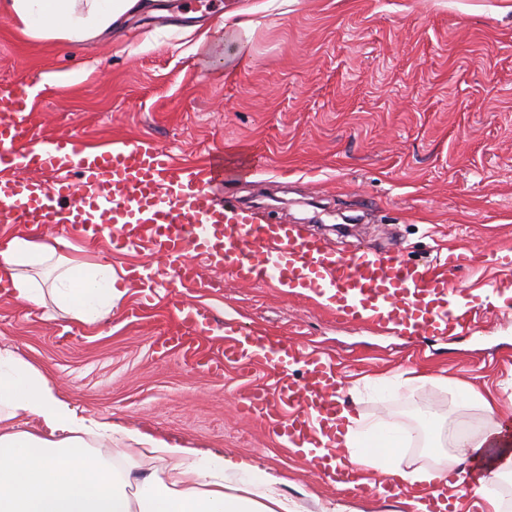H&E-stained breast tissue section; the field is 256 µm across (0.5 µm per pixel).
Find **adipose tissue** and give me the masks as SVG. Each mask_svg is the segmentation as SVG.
<instances>
[{"mask_svg":"<svg viewBox=\"0 0 512 512\" xmlns=\"http://www.w3.org/2000/svg\"><path fill=\"white\" fill-rule=\"evenodd\" d=\"M154 0H0V15L33 38L81 44L120 30L136 15L152 12ZM0 283L15 300L41 310L47 304L92 325L109 315L126 295L111 265L90 264L59 253L56 243L36 240L22 230L0 240ZM460 402H476L488 421L483 432L452 431L460 455L440 457L434 471L400 467L399 434L380 423L347 431L343 438L352 462L398 479L435 489L448 485L449 469L488 461L491 474H512V438L503 433L494 402L455 385ZM35 417L48 430L41 436L6 428L7 420ZM111 423L79 415L58 397L43 374L8 348L0 349V512H283L284 502L264 489L248 462L239 472L248 489L224 490V460L196 448L123 429V436L160 460H173L168 475H133L111 456L92 453V443L111 441Z\"/></svg>","mask_w":512,"mask_h":512,"instance_id":"adipose-tissue-1","label":"adipose tissue"}]
</instances>
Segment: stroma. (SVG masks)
<instances>
[{
    "mask_svg": "<svg viewBox=\"0 0 512 512\" xmlns=\"http://www.w3.org/2000/svg\"><path fill=\"white\" fill-rule=\"evenodd\" d=\"M117 37L75 45L24 35L0 15V86L40 93L33 122L89 144L145 140L178 164L211 155L252 170L225 182V199L271 223L289 220L343 255L399 251L437 263L455 250L468 266L458 305L480 309L475 332L414 340L345 324L314 300L201 269L208 288L183 301L287 336L332 358L350 414L413 431L403 468L430 470L440 422L482 431L479 405L457 403L447 380L494 397L512 419V294L486 300L512 248V0H166ZM239 13L241 26L225 25ZM209 32L194 30L196 18ZM61 254L114 269L156 264L109 242L79 245L58 227ZM173 311L165 289L140 288L103 322L31 311L0 298V347L19 353L78 412L183 448L258 466L288 512H411L375 479L351 493L309 471L244 415L240 394L272 385L270 367L228 363L216 377L179 354L155 352ZM73 331L68 343L60 330Z\"/></svg>",
    "mask_w": 512,
    "mask_h": 512,
    "instance_id": "35a3bbf8",
    "label": "stroma"
}]
</instances>
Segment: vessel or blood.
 Instances as JSON below:
<instances>
[{"label":"vessel or blood","mask_w":512,"mask_h":512,"mask_svg":"<svg viewBox=\"0 0 512 512\" xmlns=\"http://www.w3.org/2000/svg\"><path fill=\"white\" fill-rule=\"evenodd\" d=\"M30 112L29 84H15L0 98V223L60 225L81 238L109 237L116 253L148 250L174 269L175 288L199 284L203 264L243 283L310 297L348 324L402 336H454L474 327L475 309L448 303L450 278L466 264L465 254L435 266L399 255L344 257L289 225L225 204L217 189L237 173L225 169L222 157L187 169L151 143L90 147L70 136L43 138ZM497 264L505 275L490 286L500 294L512 289V250H501ZM215 330L211 309L179 302L154 348L179 352L212 375L228 362L264 361L273 384L244 392L241 409L282 444L307 447L310 471L359 490L360 467L336 448L343 404L333 360L234 319L225 320L223 336ZM214 337L222 343L217 354L201 346ZM300 363L305 372L298 378L292 367Z\"/></svg>","instance_id":"obj_1"}]
</instances>
